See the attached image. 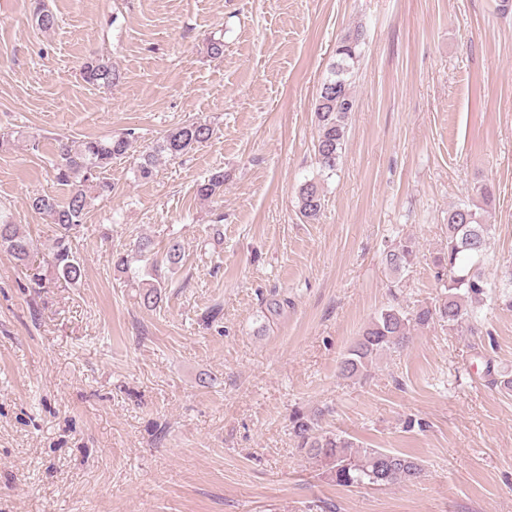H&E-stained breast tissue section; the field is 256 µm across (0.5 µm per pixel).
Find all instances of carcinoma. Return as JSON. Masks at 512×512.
<instances>
[{
  "label": "carcinoma",
  "mask_w": 512,
  "mask_h": 512,
  "mask_svg": "<svg viewBox=\"0 0 512 512\" xmlns=\"http://www.w3.org/2000/svg\"><path fill=\"white\" fill-rule=\"evenodd\" d=\"M33 16L42 29L55 25V17L46 9L44 0H33ZM363 31L348 32L336 47V62L322 82L316 99L317 137L314 153L321 173L335 174L341 164L351 113L355 110L352 83L362 53ZM84 82L93 86L110 87L120 81L121 73L112 62L103 57H90L81 65ZM213 130L199 121L183 123L170 130L156 146L143 153L136 165L138 179L153 178L159 156H180L210 140ZM131 141L125 135L85 140L74 148L60 143L55 166L56 181L69 188L64 202L50 195L31 198L32 209L57 225L59 235L51 249L50 265L56 275L76 283L83 267L73 250L71 231L84 223L88 208L94 199L112 193V184L101 177L102 169L112 160L127 154ZM224 187V172L215 170L197 184L196 192L203 199L212 198ZM299 214L307 221L316 220L324 207L320 183L307 180L296 191ZM479 205L463 203L448 210V241L438 266L446 272L448 296L437 305H426L410 312L398 305L381 310L363 328L355 343L340 362L341 375L361 379L377 355L403 347L411 328L425 327L433 321L448 324L455 330L461 324L472 325L479 332L481 319L471 301L487 292L488 282L479 268L487 251L491 225L483 222ZM0 248L6 249L17 261L26 263L34 251L32 241L0 214ZM155 243L149 237L141 238L132 253H118L112 263L119 272L131 269L135 261L152 259L146 279L138 283L140 304L155 306L161 299L164 281L158 274L159 263L173 269L182 261L180 244L170 239L163 258H156ZM417 259V246L410 239L395 244L385 256L389 269L399 274L410 268ZM296 446L324 464L328 475L339 486L412 484L421 475V461L404 452L379 448H364L338 433L319 430L317 416L296 414L292 420Z\"/></svg>",
  "instance_id": "cac0c4a2"
}]
</instances>
